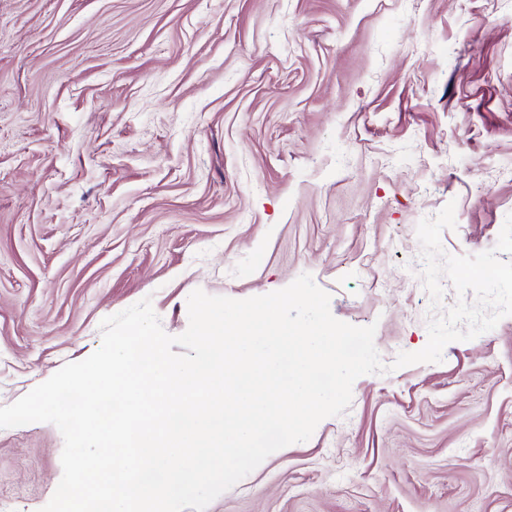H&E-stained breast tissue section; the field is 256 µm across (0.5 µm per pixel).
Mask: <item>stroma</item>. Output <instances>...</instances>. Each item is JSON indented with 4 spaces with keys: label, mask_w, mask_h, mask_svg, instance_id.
Returning <instances> with one entry per match:
<instances>
[{
    "label": "stroma",
    "mask_w": 512,
    "mask_h": 512,
    "mask_svg": "<svg viewBox=\"0 0 512 512\" xmlns=\"http://www.w3.org/2000/svg\"><path fill=\"white\" fill-rule=\"evenodd\" d=\"M512 214V0H0V406L150 299L310 274L388 371L206 512H512V316L438 363L415 273ZM51 423L0 429V512L62 477Z\"/></svg>",
    "instance_id": "obj_1"
}]
</instances>
